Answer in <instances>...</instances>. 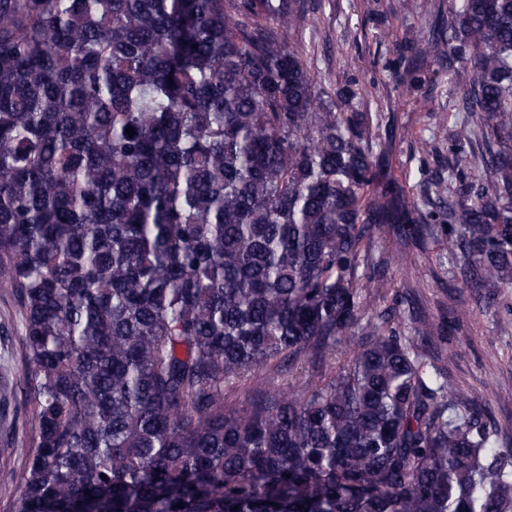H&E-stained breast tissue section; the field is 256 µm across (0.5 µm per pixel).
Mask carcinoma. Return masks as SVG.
I'll list each match as a JSON object with an SVG mask.
<instances>
[{"instance_id":"cac0c4a2","label":"carcinoma","mask_w":512,"mask_h":512,"mask_svg":"<svg viewBox=\"0 0 512 512\" xmlns=\"http://www.w3.org/2000/svg\"><path fill=\"white\" fill-rule=\"evenodd\" d=\"M309 21L305 0H0L13 512H512V449L415 342L435 324L368 315L372 243L403 229L448 225L469 287L512 288V0H452L417 49L473 68L448 69L456 164L420 202L359 91L288 43Z\"/></svg>"}]
</instances>
